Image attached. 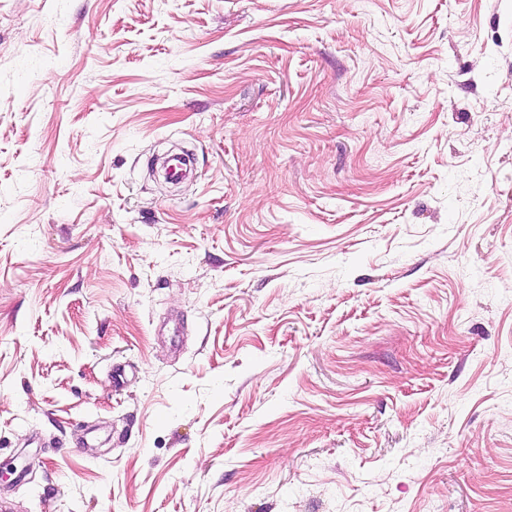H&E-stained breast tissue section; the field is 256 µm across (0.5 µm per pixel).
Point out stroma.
<instances>
[{"label":"stroma","instance_id":"stroma-1","mask_svg":"<svg viewBox=\"0 0 512 512\" xmlns=\"http://www.w3.org/2000/svg\"><path fill=\"white\" fill-rule=\"evenodd\" d=\"M0 512H512V0H0Z\"/></svg>","mask_w":512,"mask_h":512}]
</instances>
